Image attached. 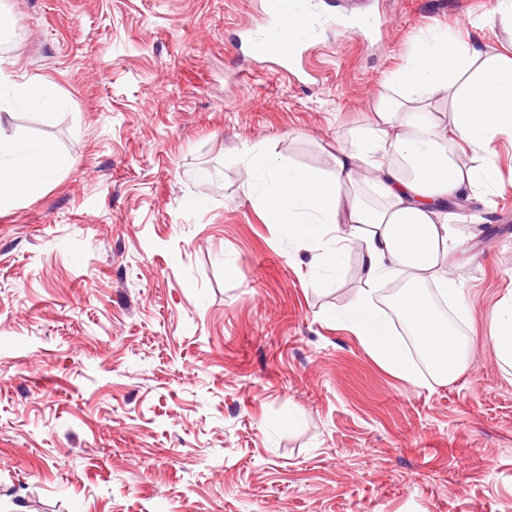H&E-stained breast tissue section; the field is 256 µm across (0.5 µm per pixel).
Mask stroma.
<instances>
[{
  "instance_id": "obj_1",
  "label": "stroma",
  "mask_w": 512,
  "mask_h": 512,
  "mask_svg": "<svg viewBox=\"0 0 512 512\" xmlns=\"http://www.w3.org/2000/svg\"><path fill=\"white\" fill-rule=\"evenodd\" d=\"M372 2L376 29L322 32L300 83L241 48L257 0H0V64L67 99L0 133L75 161L0 211V512H512V368L489 339L512 138L452 212L467 360L446 384L332 319L359 250L316 273L247 189L258 143L331 172L427 28L512 51L499 0Z\"/></svg>"
}]
</instances>
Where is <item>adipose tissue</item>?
Instances as JSON below:
<instances>
[{
	"label": "adipose tissue",
	"instance_id": "obj_1",
	"mask_svg": "<svg viewBox=\"0 0 512 512\" xmlns=\"http://www.w3.org/2000/svg\"><path fill=\"white\" fill-rule=\"evenodd\" d=\"M387 88L371 126L351 146L337 148L332 172L284 164L260 144L247 153L246 169L251 192L267 203L269 222L285 227L294 243L314 245V267L335 272L345 252L359 248L366 286L335 318L378 361L414 383L418 372L378 307L374 287L408 275L398 312L416 346L436 361L437 374L452 376L461 341L420 286L433 281L443 296L457 294L444 270L456 237L448 202L494 184L495 142L512 136V59L431 27ZM442 97L451 105L446 125L432 111ZM18 102L47 110L63 104L42 80L18 83L0 73V110ZM71 166L52 141L0 136V209ZM361 182L375 201L355 194Z\"/></svg>",
	"mask_w": 512,
	"mask_h": 512
}]
</instances>
